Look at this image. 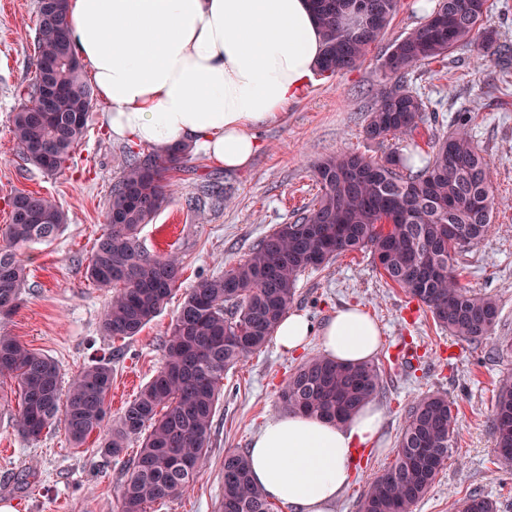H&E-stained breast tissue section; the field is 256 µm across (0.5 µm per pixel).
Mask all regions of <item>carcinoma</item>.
Returning <instances> with one entry per match:
<instances>
[{
  "label": "carcinoma",
  "mask_w": 512,
  "mask_h": 512,
  "mask_svg": "<svg viewBox=\"0 0 512 512\" xmlns=\"http://www.w3.org/2000/svg\"><path fill=\"white\" fill-rule=\"evenodd\" d=\"M350 0H312L325 49L317 71H350L384 35L400 0H374L363 19ZM488 0H439L424 22L395 39L381 63L399 84L379 89L364 128L371 141L413 140L424 123L425 103L400 84L409 69L470 45L482 57L504 52L486 25ZM35 69L12 118V134L27 159L46 174L59 172L82 140L93 92L83 77L65 26V0H38ZM431 141L418 154L395 149L383 159L343 150L315 166V202L280 224L224 273L197 283L185 297L163 341L164 359L138 395L111 424L107 397L112 366L96 362L62 389L54 360L12 336H0V376L18 384V432L38 438L63 417L76 446L107 431L101 452L116 457L132 437L142 438L121 488V512H147L151 505L187 491L208 460L212 421L224 372L261 349L294 302L299 277L347 252L369 250L385 277L420 301L453 336L477 341L488 335L496 302L459 281L456 255L480 242L496 207L490 160L465 131ZM192 148L178 145L165 156L133 155L112 188L108 231L96 240L88 277L112 293L102 314L107 335L137 334L159 314L177 287L182 263L173 255H150L138 242L168 201V173ZM10 224L0 244V316L20 303L26 279L22 251L53 241L67 223L52 199L19 192L11 200ZM381 386L371 363L344 365L315 356L291 373L279 395L283 409L344 421L371 401ZM453 407L436 393L409 409L395 458L375 476L359 512H412L448 459ZM501 459L512 464V378L500 382L492 420ZM219 512H272L253 482L243 451L224 454ZM460 512H497V505L468 498Z\"/></svg>",
  "instance_id": "1"
}]
</instances>
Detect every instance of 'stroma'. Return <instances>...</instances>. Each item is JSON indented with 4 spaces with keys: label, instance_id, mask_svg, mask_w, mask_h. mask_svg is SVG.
<instances>
[{
    "label": "stroma",
    "instance_id": "stroma-1",
    "mask_svg": "<svg viewBox=\"0 0 512 512\" xmlns=\"http://www.w3.org/2000/svg\"><path fill=\"white\" fill-rule=\"evenodd\" d=\"M423 20L417 0H401L387 31L355 69L314 75L281 116L259 128L261 148L247 169L225 170L193 149L170 174L167 205L139 232L147 253L180 259L179 287L138 335L115 339L101 322L111 294L92 283L87 266L130 146L107 132L97 103L84 139L59 173L47 175L25 158L11 119L21 104L19 90L34 71L37 0H0V237L10 222V199L19 192L52 196L68 217L52 243L25 252L21 303L0 318V334L52 358L66 383L96 360H111L108 405L119 416L161 366L163 341L189 289L244 259L263 236L310 206L320 159L342 150L375 158L390 151L391 142L368 140L364 127L390 44ZM407 87L426 104L415 139L419 151H427L430 138L455 131L457 112L472 115L470 134L490 161L496 210L491 234L459 256L458 268L462 284L494 298L500 315L481 341L450 336L421 303L386 279L368 251L301 276L292 309L315 327L349 304L381 329L373 362L383 379L374 401L384 415V448L364 455L335 512H358L370 478L394 457L411 404L433 392L447 394L454 407L453 436L447 462L413 512H456L474 495L495 502L499 512H512V465L499 459L492 430L498 383L512 377V63L459 47L445 60L412 67ZM321 353L315 336L290 355L271 341L225 373L206 467L192 488L150 512H219L225 452L248 450L255 433L281 414L279 392L288 376ZM19 407L16 382L0 380V443L9 448L0 455V508L120 512L121 485L139 440L130 439L113 458L100 452L102 438L95 434L72 447L60 422L27 439L13 425Z\"/></svg>",
    "mask_w": 512,
    "mask_h": 512
}]
</instances>
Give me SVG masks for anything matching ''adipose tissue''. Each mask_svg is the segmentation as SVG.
<instances>
[{"label": "adipose tissue", "mask_w": 512, "mask_h": 512, "mask_svg": "<svg viewBox=\"0 0 512 512\" xmlns=\"http://www.w3.org/2000/svg\"><path fill=\"white\" fill-rule=\"evenodd\" d=\"M65 19L113 138L161 153L196 146L231 171L250 166L257 129L296 99L324 50L310 0H67ZM313 335L347 364L369 362L381 346L357 306L319 329L289 313L275 332L287 354ZM383 424L371 403L343 422L273 416L248 451L251 477L291 512H334Z\"/></svg>", "instance_id": "adipose-tissue-1"}]
</instances>
